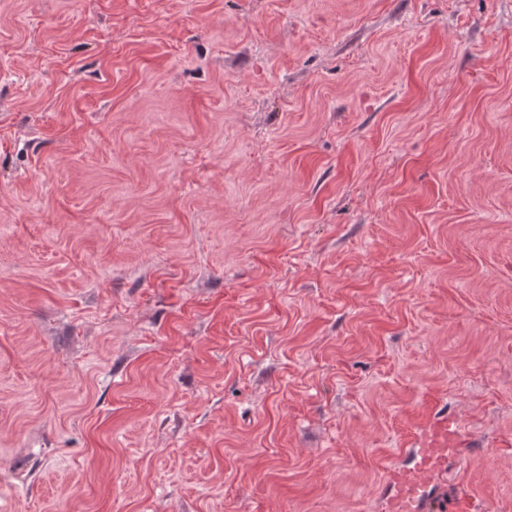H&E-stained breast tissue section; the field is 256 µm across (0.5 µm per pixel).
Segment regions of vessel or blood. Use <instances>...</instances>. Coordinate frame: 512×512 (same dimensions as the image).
<instances>
[{"mask_svg":"<svg viewBox=\"0 0 512 512\" xmlns=\"http://www.w3.org/2000/svg\"><path fill=\"white\" fill-rule=\"evenodd\" d=\"M448 421L434 419L403 449L404 464L387 471L384 499L389 512H433L440 494L436 475L447 469Z\"/></svg>","mask_w":512,"mask_h":512,"instance_id":"vessel-or-blood-1","label":"vessel or blood"}]
</instances>
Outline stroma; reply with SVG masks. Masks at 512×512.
<instances>
[{
	"mask_svg": "<svg viewBox=\"0 0 512 512\" xmlns=\"http://www.w3.org/2000/svg\"><path fill=\"white\" fill-rule=\"evenodd\" d=\"M443 415L512 512V0H0V512H383Z\"/></svg>",
	"mask_w": 512,
	"mask_h": 512,
	"instance_id": "stroma-1",
	"label": "stroma"
}]
</instances>
